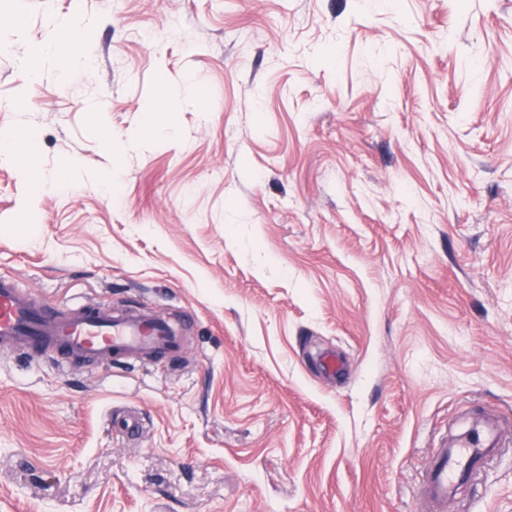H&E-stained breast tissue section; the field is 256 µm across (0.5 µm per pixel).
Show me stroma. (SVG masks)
<instances>
[{"label":"stroma","instance_id":"obj_1","mask_svg":"<svg viewBox=\"0 0 512 512\" xmlns=\"http://www.w3.org/2000/svg\"><path fill=\"white\" fill-rule=\"evenodd\" d=\"M75 12L93 65L28 81ZM1 100L0 277L183 347L0 354V512H419L485 411L448 512H512V0H0ZM445 439L430 460L421 486L424 512H447L455 489L473 481L483 469L489 453L504 444V433L491 418H474L466 433Z\"/></svg>","mask_w":512,"mask_h":512}]
</instances>
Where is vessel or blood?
Wrapping results in <instances>:
<instances>
[{"instance_id":"b4317fda","label":"vessel or blood","mask_w":512,"mask_h":512,"mask_svg":"<svg viewBox=\"0 0 512 512\" xmlns=\"http://www.w3.org/2000/svg\"><path fill=\"white\" fill-rule=\"evenodd\" d=\"M181 338L166 320L134 310L126 314L87 303L42 305L14 280L0 277V352L19 348L59 354L63 365L122 361L155 353L177 355ZM504 443L491 418L473 419L465 434L442 443L421 486L423 512H448L455 489L473 481L489 453Z\"/></svg>"}]
</instances>
